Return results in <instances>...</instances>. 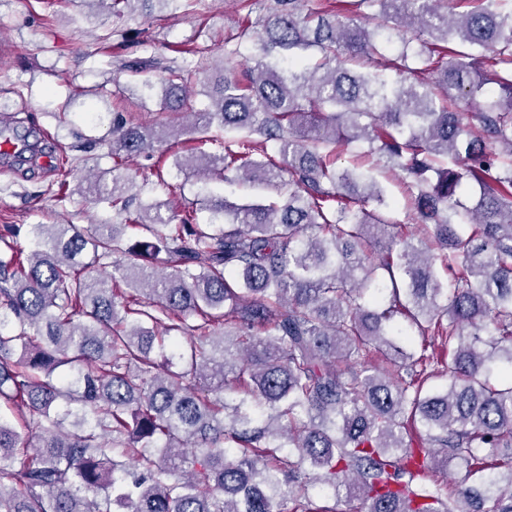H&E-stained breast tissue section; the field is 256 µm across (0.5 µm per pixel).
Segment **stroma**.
Returning a JSON list of instances; mask_svg holds the SVG:
<instances>
[{
	"mask_svg": "<svg viewBox=\"0 0 512 512\" xmlns=\"http://www.w3.org/2000/svg\"><path fill=\"white\" fill-rule=\"evenodd\" d=\"M242 9L237 0H192L190 9L152 6L123 19L90 9L82 0H0V114L33 126L67 149L76 172L70 200L58 202L50 188L58 178L53 159L41 157L30 171L0 164V226L79 224L111 218L97 201L87 175L110 168L112 136L107 123L87 119L89 110L133 113L142 124L160 114V96L143 95V80L160 81L168 68L188 63L179 48H201L204 65L224 54ZM67 113L59 124L57 113ZM153 195L174 208L203 195L242 202L248 191L186 177L173 164Z\"/></svg>",
	"mask_w": 512,
	"mask_h": 512,
	"instance_id": "obj_1",
	"label": "stroma"
}]
</instances>
